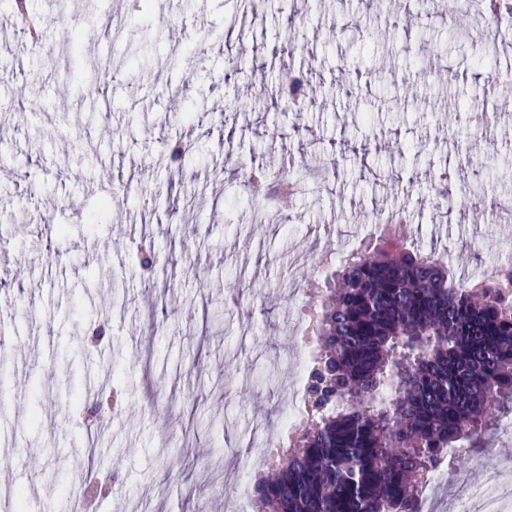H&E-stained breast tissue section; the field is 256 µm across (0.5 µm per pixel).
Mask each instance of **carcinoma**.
<instances>
[{
    "instance_id": "cac0c4a2",
    "label": "carcinoma",
    "mask_w": 512,
    "mask_h": 512,
    "mask_svg": "<svg viewBox=\"0 0 512 512\" xmlns=\"http://www.w3.org/2000/svg\"><path fill=\"white\" fill-rule=\"evenodd\" d=\"M297 46L281 63L276 101ZM271 172L243 183L269 198ZM305 392L310 423L257 478L261 512H416L421 480L445 450L475 447L512 401V296L499 274L457 282L389 234L346 254L315 319Z\"/></svg>"
}]
</instances>
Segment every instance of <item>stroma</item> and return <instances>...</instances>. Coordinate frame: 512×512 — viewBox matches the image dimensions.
<instances>
[{
  "instance_id": "1",
  "label": "stroma",
  "mask_w": 512,
  "mask_h": 512,
  "mask_svg": "<svg viewBox=\"0 0 512 512\" xmlns=\"http://www.w3.org/2000/svg\"><path fill=\"white\" fill-rule=\"evenodd\" d=\"M28 0L45 19L46 59L0 0V300L30 352L0 353V512H226L250 448L276 431L304 342L288 325L324 293L313 269L373 215L414 227L453 277L491 275L512 256V25L443 0ZM405 16L406 30L388 19ZM294 58L309 100L271 110L272 49ZM119 72L90 88V66ZM499 73L489 83L490 73ZM470 104L481 136L448 120ZM184 152L172 165L169 147ZM336 155L302 176L280 222H260L244 190L258 163L279 171ZM451 171L448 214L434 188ZM331 224L329 237H307ZM134 242L154 252L143 268ZM23 423L27 467L9 452ZM469 476L431 512H460L472 490L512 512V430L493 429Z\"/></svg>"
}]
</instances>
